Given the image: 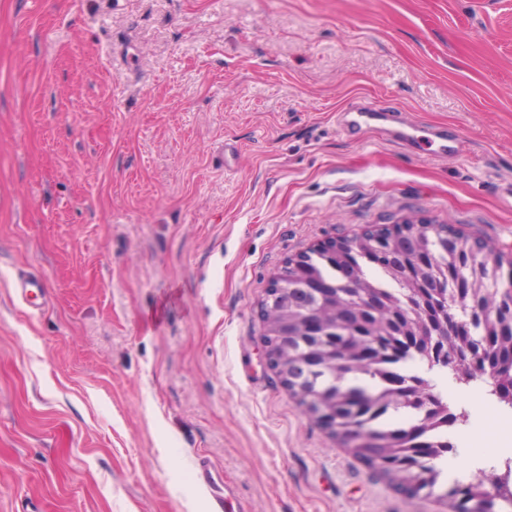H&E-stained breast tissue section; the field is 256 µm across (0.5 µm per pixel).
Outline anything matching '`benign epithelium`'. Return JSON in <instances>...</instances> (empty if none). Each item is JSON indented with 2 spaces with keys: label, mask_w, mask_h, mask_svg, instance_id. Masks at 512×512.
Segmentation results:
<instances>
[{
  "label": "benign epithelium",
  "mask_w": 512,
  "mask_h": 512,
  "mask_svg": "<svg viewBox=\"0 0 512 512\" xmlns=\"http://www.w3.org/2000/svg\"><path fill=\"white\" fill-rule=\"evenodd\" d=\"M421 228V224L413 222L388 224L351 238L328 240L314 248L336 261L345 287L356 288L360 273L351 265L349 256L361 243H366L375 265L390 270L398 280L414 288L417 306L412 310L389 306L372 290L363 289L356 297L358 306L349 311L336 304L333 285L309 277L304 278L299 289L316 296L319 305L299 308L297 300L291 297L292 289L285 287L283 270L273 277L262 306L267 325L268 364L278 371L289 393L299 399L305 411L350 449L358 445L357 435L341 425L334 403L317 396L306 385V380L326 365L332 374L343 379L374 366L380 350L385 348L401 360L421 355L441 365L446 363L448 372L458 382L484 377L493 382L504 381L500 374V343L494 342L491 336L481 335L472 315L448 319V302L442 301L440 293L442 283L417 281L415 273L435 267L441 256L467 241L473 250L489 260L493 274L494 287L486 292L487 316L493 318L488 328L498 337L509 336L512 334V260L508 270H503V262L493 249L455 229L441 232L435 246L427 249L420 242ZM380 325L387 331L386 340H364L354 352L340 359L334 357L336 341L330 335L365 336ZM402 388L410 400L425 409L436 399L424 381L415 382L407 377ZM382 456L383 450L377 444L359 454L370 468L385 474ZM505 501L503 491L491 484L473 502L463 494L451 498L452 512H496V504Z\"/></svg>",
  "instance_id": "1"
}]
</instances>
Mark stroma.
Wrapping results in <instances>:
<instances>
[{
    "instance_id": "stroma-1",
    "label": "stroma",
    "mask_w": 512,
    "mask_h": 512,
    "mask_svg": "<svg viewBox=\"0 0 512 512\" xmlns=\"http://www.w3.org/2000/svg\"><path fill=\"white\" fill-rule=\"evenodd\" d=\"M406 219L512 259V0H0V512H444L484 380L399 364L469 414L411 499L264 359L288 258Z\"/></svg>"
}]
</instances>
